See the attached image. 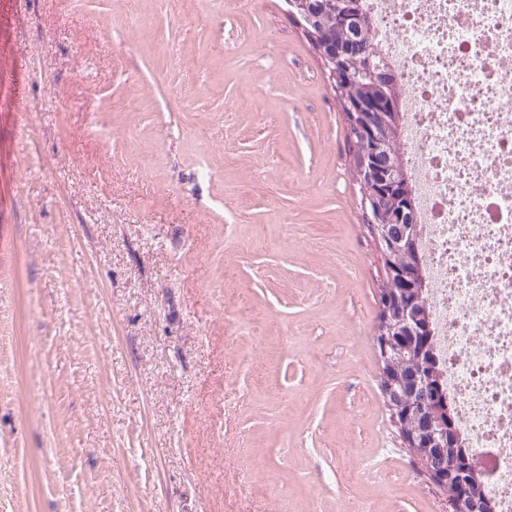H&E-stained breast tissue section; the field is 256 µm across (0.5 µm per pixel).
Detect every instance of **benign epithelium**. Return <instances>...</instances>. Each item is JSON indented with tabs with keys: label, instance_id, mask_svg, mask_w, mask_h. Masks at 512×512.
I'll list each match as a JSON object with an SVG mask.
<instances>
[{
	"label": "benign epithelium",
	"instance_id": "obj_1",
	"mask_svg": "<svg viewBox=\"0 0 512 512\" xmlns=\"http://www.w3.org/2000/svg\"><path fill=\"white\" fill-rule=\"evenodd\" d=\"M356 0H321L324 13L336 16L341 26H349L357 14ZM325 68L332 77L340 81L363 79L374 89L371 100L347 104L352 138L366 146L358 158L360 179L369 187L364 200L366 222L370 225L372 236L380 253L394 259L417 250L418 229L406 205L400 201L407 199L405 182L397 174L392 162L380 163L384 157H390V148L394 141L393 128L387 118L394 110L390 95L391 79L379 63L370 42L358 41L348 49H336L325 56ZM420 276V266H392L391 277L394 287L378 296L379 314L383 323L379 331L381 341L375 346L381 362L380 383L387 400L396 399V382L388 365L406 351L394 336L416 335V323L419 319L420 296L406 295L405 290L414 287V280ZM417 396L420 414L424 418L425 429L421 432L426 447H436L440 465L432 473L430 483L446 486L450 489L448 512H477L476 498L472 494V480L483 477L476 457L465 453L448 452V437L453 435L454 418L451 413L439 415L441 411L440 394L423 388L414 392Z\"/></svg>",
	"mask_w": 512,
	"mask_h": 512
}]
</instances>
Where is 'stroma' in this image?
I'll list each match as a JSON object with an SVG mask.
<instances>
[{"label":"stroma","instance_id":"stroma-1","mask_svg":"<svg viewBox=\"0 0 512 512\" xmlns=\"http://www.w3.org/2000/svg\"><path fill=\"white\" fill-rule=\"evenodd\" d=\"M0 512H446L388 419L343 112L284 0H0Z\"/></svg>","mask_w":512,"mask_h":512}]
</instances>
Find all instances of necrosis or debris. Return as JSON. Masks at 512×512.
<instances>
[{"label": "necrosis or debris", "mask_w": 512, "mask_h": 512, "mask_svg": "<svg viewBox=\"0 0 512 512\" xmlns=\"http://www.w3.org/2000/svg\"><path fill=\"white\" fill-rule=\"evenodd\" d=\"M403 90L444 382L512 512V0H367Z\"/></svg>", "instance_id": "obj_1"}]
</instances>
